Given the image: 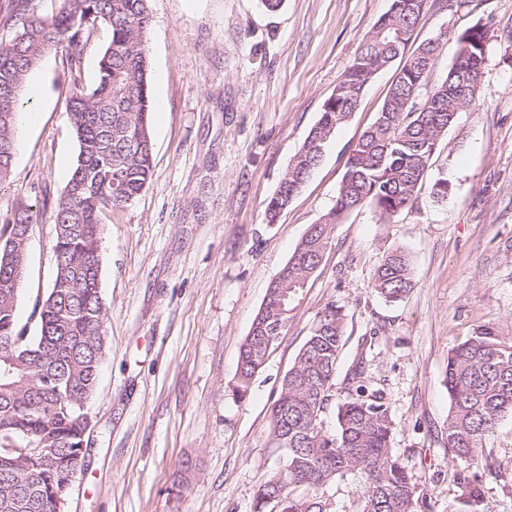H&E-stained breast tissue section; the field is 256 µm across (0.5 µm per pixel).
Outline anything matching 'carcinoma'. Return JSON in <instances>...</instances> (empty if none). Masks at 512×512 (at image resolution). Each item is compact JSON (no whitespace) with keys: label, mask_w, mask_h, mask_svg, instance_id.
<instances>
[{"label":"carcinoma","mask_w":512,"mask_h":512,"mask_svg":"<svg viewBox=\"0 0 512 512\" xmlns=\"http://www.w3.org/2000/svg\"><path fill=\"white\" fill-rule=\"evenodd\" d=\"M19 25L0 44V180L10 175L16 154L19 94L49 51L65 60L71 88L67 108L78 155L72 175L52 207L54 276L33 309V326L21 323L16 301L26 274L25 233L37 221L20 204L0 215V512H53L65 498L67 472L89 417L106 352L108 309L100 282V232L112 212L130 203L153 177L150 61L145 34L149 0H62L58 11L39 12L40 0H14ZM428 0H391L363 38L350 65L325 102L316 124L291 160L278 191L266 203L268 223L277 221L322 160L325 146L356 111L381 67L407 60L393 81L374 123L350 153L336 203L311 225L272 281L239 353L235 393L243 397L265 364L267 337L279 336L291 319L295 291L316 272L335 225L352 211L370 207L387 222L412 208L426 182L431 195L448 197V179L429 177L441 141L464 109L475 104L479 82L463 69L485 65L489 23L478 20L460 33L445 79L421 97L425 68L438 46L416 43L415 30ZM108 41L98 60L96 82L84 88L81 66L92 33ZM416 44L406 54L409 44ZM408 254L388 253L372 289L398 302L415 288ZM347 314L328 304L284 376L272 406L267 442L284 465L261 483L254 512H272L278 499L288 512H325L320 492L348 471L365 474L362 512H419L416 487L392 454L396 429L384 396L364 384L361 366L347 377L349 396L337 411L338 436L322 434L320 415L331 397L345 344ZM448 450L470 459L475 470L459 473L464 488L459 512H491L482 493L484 443L512 416V338L482 325L448 355ZM37 454L27 451L29 445Z\"/></svg>","instance_id":"1"}]
</instances>
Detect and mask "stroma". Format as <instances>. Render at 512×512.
I'll return each instance as SVG.
<instances>
[{
	"mask_svg": "<svg viewBox=\"0 0 512 512\" xmlns=\"http://www.w3.org/2000/svg\"><path fill=\"white\" fill-rule=\"evenodd\" d=\"M391 0H149L154 175L105 224L107 349L88 408L86 462L63 512H253L283 459L267 446L283 377L327 303L347 313L346 345L321 415L336 435L346 377L361 365L396 422L392 448L422 512H458L465 461L448 450L451 350L481 325L512 337V0H429L424 41L481 18L493 26L477 102L433 158L447 199L422 190L412 211L381 222L367 207L335 225L332 245L293 304L246 397L234 392L240 348L267 290L310 225L336 202L346 160L396 77L380 71L351 119L276 223L265 205L318 120L366 33ZM59 54L46 53L23 92L17 154L0 180V214L40 219L27 242L16 311L27 321L53 277L52 206L78 144ZM406 250L416 286L386 303L372 289L384 255ZM491 512H512V418L485 443ZM362 477L324 488L326 512H360Z\"/></svg>",
	"mask_w": 512,
	"mask_h": 512,
	"instance_id": "obj_1",
	"label": "stroma"
}]
</instances>
